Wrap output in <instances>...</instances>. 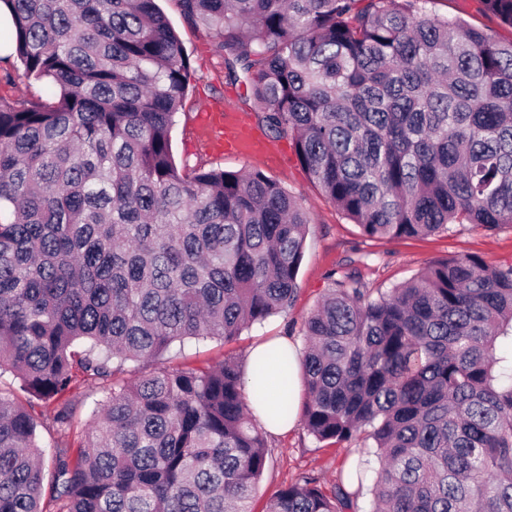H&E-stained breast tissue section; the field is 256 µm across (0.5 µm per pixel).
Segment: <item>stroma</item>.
<instances>
[{
    "instance_id": "obj_1",
    "label": "stroma",
    "mask_w": 512,
    "mask_h": 512,
    "mask_svg": "<svg viewBox=\"0 0 512 512\" xmlns=\"http://www.w3.org/2000/svg\"><path fill=\"white\" fill-rule=\"evenodd\" d=\"M157 4L191 55L195 70V79L178 111L172 132L177 162L205 170L260 171L295 197L310 218L297 276L298 294L293 305L229 342L191 339L174 343L164 355L167 366L203 368L231 357L246 369L250 366L252 348L271 338L287 340L297 352H304V322L321 301L334 274H355L363 288L374 295L443 259L476 255L492 267L512 264L510 224L493 230L472 224H452L447 230L410 238L364 236L310 181L291 142L275 137L262 125L246 85L230 78L223 57L215 53L211 31L201 25L188 24L177 0H157ZM432 9L438 15L459 17L472 26L492 31L500 40H512V27L486 13L481 0H434ZM51 96L49 84L26 78L11 53L0 54L1 98L14 101ZM208 110L241 116L252 129L275 144L278 155H256L245 150L237 152L210 146L201 128L203 114ZM65 397L75 405L69 443L71 449L76 450L86 444L92 433V411L99 395L90 383L81 380ZM267 443L269 464L256 485L255 512H264L266 504L279 490L304 478H316L323 490L329 491L347 478L358 460L368 461L370 470L379 467L372 449L363 447L362 443H323L299 424L285 433L268 434Z\"/></svg>"
}]
</instances>
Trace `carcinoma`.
I'll return each instance as SVG.
<instances>
[{
  "label": "carcinoma",
  "mask_w": 512,
  "mask_h": 512,
  "mask_svg": "<svg viewBox=\"0 0 512 512\" xmlns=\"http://www.w3.org/2000/svg\"><path fill=\"white\" fill-rule=\"evenodd\" d=\"M240 69L261 122L363 235L512 224V41L433 0H177ZM512 26V0H482ZM1 36L49 101L0 99V368L40 399L97 387L71 458L64 401L50 462L57 512H252L269 452L238 362H128L226 342L297 298L310 220L260 171L176 163L193 67L154 0H0ZM297 419L320 442L373 440V512H512V264L449 258L372 298L352 274L304 325ZM37 421L0 387V512H44ZM357 470L325 494L281 489L265 512H346Z\"/></svg>",
  "instance_id": "carcinoma-1"
}]
</instances>
